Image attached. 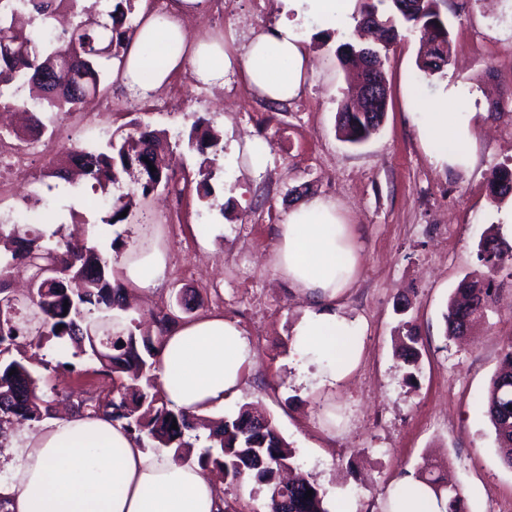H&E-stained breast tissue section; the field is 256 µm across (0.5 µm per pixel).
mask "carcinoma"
Here are the masks:
<instances>
[{"label": "carcinoma", "instance_id": "cac0c4a2", "mask_svg": "<svg viewBox=\"0 0 512 512\" xmlns=\"http://www.w3.org/2000/svg\"><path fill=\"white\" fill-rule=\"evenodd\" d=\"M0 0V108L22 109L30 114L27 132L0 130V141L12 137L19 146L33 144L53 133L52 125L61 113L77 111L89 94H109L104 62H124L125 50L137 25L128 22L140 0H116L113 9H96L101 0ZM392 11L378 15L370 0H363L360 13L378 18L387 41L399 36L398 23L417 30L427 45L417 63L425 76H433L448 64L451 41L441 16L439 0H390ZM77 21L56 39L44 36L45 26L59 9ZM337 59L344 67L356 69L360 79L366 71L384 77L381 52L364 53L350 43L341 45ZM387 107L381 96L369 107L361 102L344 105L339 111V131L345 141L361 144L380 127ZM196 120L187 146L204 156L203 164L213 167L224 146L221 134L212 128L200 130ZM181 137L169 139L147 123L133 124L132 130L112 132L105 148L73 146L58 162L50 164L42 177L68 179L75 167L91 182L94 192L110 202L106 224L119 218L137 199L162 188L178 193V181L159 161V155L180 146ZM156 171H150V166ZM491 192L499 197L512 195V168L502 166L491 172ZM481 269L465 279L450 299L444 314L446 336L458 341L467 337L473 324L492 309L496 276L501 268L500 244H480ZM116 259L98 244H74L53 240L43 231L21 224H0V295L10 293L12 279L24 274L29 283L25 300L14 310H0V430L15 419L39 420L49 414L53 398L40 386L21 359L12 357L18 338L39 345L48 338L73 349L72 356L85 357L101 365L112 376V393L89 397L77 404L76 413L103 415L138 441L156 448H168L183 461L190 449L184 441L195 428L197 416L170 407L156 371L161 346L152 338L136 334L137 325L128 323L107 335L112 312L128 310L125 289L116 282ZM415 329L401 340L399 357L408 366L419 359ZM15 374H10V371ZM505 466L512 469V348L502 359L483 401ZM177 428H172V424ZM209 445L199 456L203 466H212L223 481L242 485L250 480L267 489L266 512H329L324 493L304 479L283 482L281 472L293 467L294 453L280 434L274 420L257 417L244 405L234 416L208 426ZM418 479L437 495L448 498L447 512H462L463 496L457 486L434 475L423 466ZM313 491L305 498V492Z\"/></svg>", "mask_w": 512, "mask_h": 512}]
</instances>
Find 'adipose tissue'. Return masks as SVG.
<instances>
[{
	"instance_id": "ef3b65f1",
	"label": "adipose tissue",
	"mask_w": 512,
	"mask_h": 512,
	"mask_svg": "<svg viewBox=\"0 0 512 512\" xmlns=\"http://www.w3.org/2000/svg\"><path fill=\"white\" fill-rule=\"evenodd\" d=\"M281 2L275 28L254 36L237 54L221 40L189 36L183 19L198 14L204 0H173L167 11L142 17L117 76L129 88L151 92L179 68L191 69L210 85L223 84L225 74L238 71L260 97L297 98L310 66L304 20L347 23L355 0ZM462 97L458 88H449L431 111L414 115L433 159L459 168L471 163L474 115L448 114L443 105ZM274 256L288 288L309 301L293 329L294 347L317 359L329 384L344 380L357 366L361 349L355 320L341 312L336 300L356 279L359 247L336 203L314 196L292 208L278 227ZM165 267V254L156 248L122 261L118 273L145 289ZM255 356L236 323L218 313L200 317L166 333L162 389L172 407L209 416L240 391ZM0 496L8 512H222L224 507L219 486L199 467L169 451L147 452L121 425L86 415L56 418L40 432L23 435ZM389 508L446 512V502L422 482L405 478L391 488Z\"/></svg>"
}]
</instances>
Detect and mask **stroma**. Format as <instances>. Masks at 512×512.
<instances>
[{
  "mask_svg": "<svg viewBox=\"0 0 512 512\" xmlns=\"http://www.w3.org/2000/svg\"><path fill=\"white\" fill-rule=\"evenodd\" d=\"M440 10L452 41L448 65L423 78L419 36L402 32L382 59L387 112L363 144L346 143L337 132L348 82L336 51L355 31L311 19L305 32L312 69L299 97L262 99L236 73L210 86L185 69L146 97L116 82L108 98L57 119L53 136L30 148L27 169L0 177V216L11 221L33 212L67 233L85 221L102 246L121 238L123 256L150 234L167 269L155 290L128 286L141 312L177 313L185 322L221 313L239 323L256 358L223 413L252 403L271 414L301 472L324 491L329 512L342 496L355 512H387L393 483L426 461L458 485L468 512L512 506V470L500 460L480 405L512 347V256L497 275L494 312L466 342L447 339L444 322L449 298L478 268L480 243L499 235L497 217L512 206L489 188L494 167L512 166V0H442ZM280 11L279 0H206L184 25L192 36H220L227 50L240 52L277 24ZM452 86L477 113L475 160L467 169L436 165L411 118L419 102ZM137 107L172 137L188 134L197 114L221 133L223 161L207 181L209 197L198 192L203 158L189 150L172 159L180 196L154 193L115 225L106 224L108 208L89 184L40 181L66 149L102 143ZM250 141L268 147L261 168L231 155ZM305 187L336 201L360 246L357 278L339 304L363 328L362 355L333 386L312 358L293 349L292 330L307 301L287 287L272 257L277 228ZM182 292L193 299L185 313L177 304ZM409 322L422 336L414 373L395 355ZM21 353L72 401L112 388L111 377L86 372L85 361L58 340Z\"/></svg>",
  "mask_w": 512,
  "mask_h": 512,
  "instance_id": "stroma-1",
  "label": "stroma"
}]
</instances>
